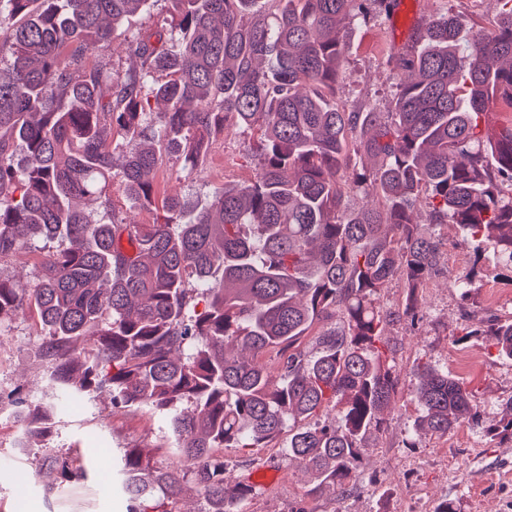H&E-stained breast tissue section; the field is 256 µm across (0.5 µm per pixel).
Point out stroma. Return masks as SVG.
<instances>
[{"label": "stroma", "mask_w": 512, "mask_h": 512, "mask_svg": "<svg viewBox=\"0 0 512 512\" xmlns=\"http://www.w3.org/2000/svg\"><path fill=\"white\" fill-rule=\"evenodd\" d=\"M403 13L378 15L346 31L349 54L343 65V95L352 104L390 110L396 92L388 77L386 50L410 44L423 18L453 11L484 26L497 15L496 0H404ZM170 0H156L150 13L129 17L119 26V41L105 56L108 68L123 71L133 61L120 44L122 37L147 27L167 26ZM255 136L236 127L225 128L210 141L200 174L185 177L182 159L166 158L157 172L158 199L175 196L202 205L224 184L248 181L252 166L245 158ZM425 232L443 242L440 272L423 292L422 313L416 324L396 323L389 339L403 392L384 411L383 431L367 448L360 482L340 497H305L309 477L289 463L280 436L268 448H228L224 458L230 483L273 470L277 480L257 485L242 512H436L444 500L457 512H512V440L489 441L484 430L495 425L512 402V360L501 359L484 337L456 340L462 322L477 325L486 311L512 316V282L503 275L491 242L481 250L480 286L463 297L456 286L472 264V250L452 225H425ZM45 331L35 316L20 317L0 328V391L19 390L46 401L48 372L38 356ZM469 359L461 369L459 359ZM425 360L449 376L464 380L473 391L480 419H462L447 435H430L416 428L420 414L411 396L416 383L414 366ZM47 443L56 454L80 456L87 478L47 493L38 478L42 450L15 447L17 427L0 421V512H127V501L116 485V466L126 448L147 449L156 468L181 465L182 457L167 434L162 415L144 409L116 410L107 396L63 405ZM415 436L413 448L402 444Z\"/></svg>", "instance_id": "35a3bbf8"}]
</instances>
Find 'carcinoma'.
I'll list each match as a JSON object with an SVG mask.
<instances>
[{"label":"carcinoma","mask_w":512,"mask_h":512,"mask_svg":"<svg viewBox=\"0 0 512 512\" xmlns=\"http://www.w3.org/2000/svg\"><path fill=\"white\" fill-rule=\"evenodd\" d=\"M174 2L169 27L125 41L138 65L120 73L85 59L111 52L116 27L153 0H0V259L59 242L32 286L0 278V327L36 315L64 400L107 393L114 408L166 419L184 464L154 474L142 449H125L128 512H176L188 484L203 512H237L253 488L229 486L224 449L265 448L285 430L305 495L342 496L401 393L386 324L419 319L440 263L441 241L413 218L420 195L432 223L490 240L512 282V123L479 131L497 104L512 108V0L476 30L458 15L425 19L388 58L390 112L337 97L346 30L396 0ZM153 99L165 105L156 117ZM227 125L256 133L253 180L201 208L169 198L151 224L115 216V151L127 194L147 206L160 151L191 177L208 133ZM351 192L375 203L351 211ZM478 263L459 278L464 296ZM392 280L404 295L388 311L376 302ZM84 336L95 340L78 345ZM469 336L512 360L511 318L491 313L458 340ZM416 379L418 426L445 435L466 414L478 421L464 381L427 362ZM7 409L19 447L51 436V407L17 397ZM486 435L512 438V404ZM43 462L61 483L85 478L74 457Z\"/></svg>","instance_id":"cac0c4a2"}]
</instances>
